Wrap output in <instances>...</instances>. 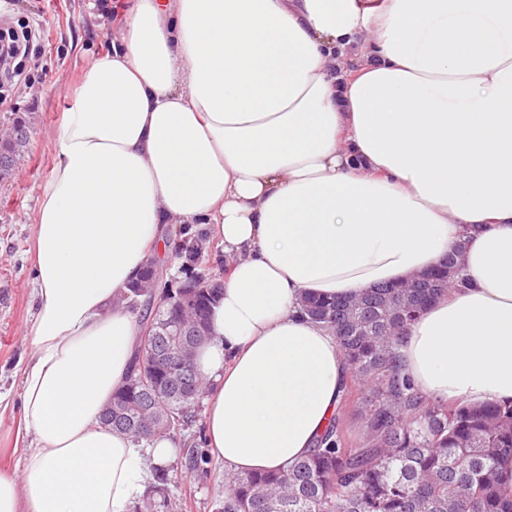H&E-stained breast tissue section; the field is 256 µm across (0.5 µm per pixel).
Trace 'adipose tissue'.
Returning <instances> with one entry per match:
<instances>
[{"label": "adipose tissue", "mask_w": 512, "mask_h": 512, "mask_svg": "<svg viewBox=\"0 0 512 512\" xmlns=\"http://www.w3.org/2000/svg\"><path fill=\"white\" fill-rule=\"evenodd\" d=\"M31 236L25 452L0 512H128L175 440L100 421L137 345L129 285L203 224L224 290L196 365L236 472L306 455L345 363L313 295L461 251L398 354L430 398L512 400V0H134L69 94Z\"/></svg>", "instance_id": "obj_1"}]
</instances>
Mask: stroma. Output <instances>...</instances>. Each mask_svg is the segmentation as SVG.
Listing matches in <instances>:
<instances>
[{
    "mask_svg": "<svg viewBox=\"0 0 512 512\" xmlns=\"http://www.w3.org/2000/svg\"><path fill=\"white\" fill-rule=\"evenodd\" d=\"M10 23L39 24L40 49L24 59V78L8 91L0 106V125L13 116L27 118L28 153L19 170L0 182V470L14 469L23 455L19 410L20 372L30 356L35 316L34 269L29 249L42 184L56 156L57 127L70 106L68 89L87 64L111 50L119 34L109 33L95 0H11L0 7ZM224 489V466L212 462L208 472L186 477L169 470L166 498L170 512H217Z\"/></svg>",
    "mask_w": 512,
    "mask_h": 512,
    "instance_id": "35a3bbf8",
    "label": "stroma"
}]
</instances>
